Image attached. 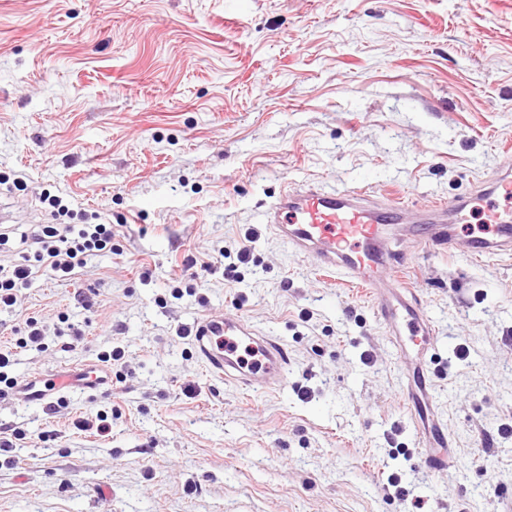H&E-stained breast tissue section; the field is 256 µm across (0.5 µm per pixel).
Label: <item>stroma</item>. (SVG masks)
I'll return each mask as SVG.
<instances>
[{
	"label": "stroma",
	"instance_id": "obj_1",
	"mask_svg": "<svg viewBox=\"0 0 512 512\" xmlns=\"http://www.w3.org/2000/svg\"><path fill=\"white\" fill-rule=\"evenodd\" d=\"M511 156L512 0H0V204L17 217L0 264L49 193L114 233L0 310V352L19 379L124 353L111 388L59 412L0 396V429L25 434L0 459V512H512V254L468 258L463 233L451 253L402 245L456 448L432 474L366 288L260 221L310 185L396 197L415 224ZM244 248L242 282L225 279ZM224 314L287 347L286 389L199 360L185 329ZM29 316L43 348L15 344ZM100 411L109 433L76 428Z\"/></svg>",
	"mask_w": 512,
	"mask_h": 512
}]
</instances>
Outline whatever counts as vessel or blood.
<instances>
[{"instance_id":"1","label":"vessel or blood","mask_w":512,"mask_h":512,"mask_svg":"<svg viewBox=\"0 0 512 512\" xmlns=\"http://www.w3.org/2000/svg\"><path fill=\"white\" fill-rule=\"evenodd\" d=\"M495 195L512 196V171H501L475 195V202L484 207V224L469 236V256L512 250V213L490 205ZM467 208L464 202L437 204L430 223L409 225L408 231L425 249L452 248L456 232L447 218L465 216ZM263 219L297 254L368 289L379 322L411 361L403 389L409 417L416 424L427 419L433 389L428 361L438 338L431 319L399 282L405 256L389 247L394 226L402 221L399 202L389 198L372 203L354 188H290ZM192 344L206 367L226 382L254 393L277 391L288 384L286 348L276 339L257 335L242 317H209L196 323ZM109 384V376L99 369L39 374L24 380L20 398L46 408L56 393L71 388L97 391ZM420 444V459L428 471L439 472L454 463L455 451L443 420L432 421Z\"/></svg>"}]
</instances>
